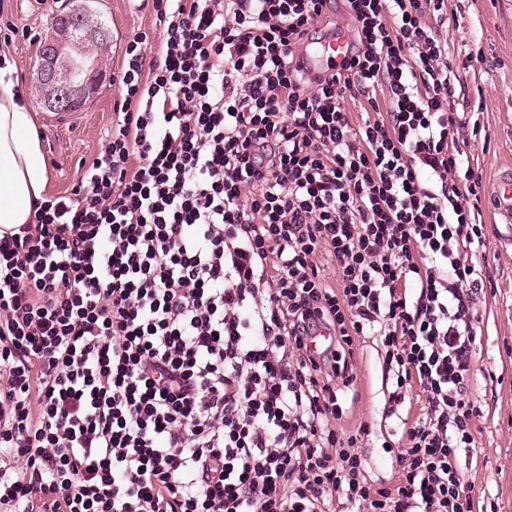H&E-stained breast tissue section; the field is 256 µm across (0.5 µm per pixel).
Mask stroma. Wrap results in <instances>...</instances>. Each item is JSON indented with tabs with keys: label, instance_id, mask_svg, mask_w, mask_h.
Wrapping results in <instances>:
<instances>
[{
	"label": "stroma",
	"instance_id": "35a3bbf8",
	"mask_svg": "<svg viewBox=\"0 0 512 512\" xmlns=\"http://www.w3.org/2000/svg\"><path fill=\"white\" fill-rule=\"evenodd\" d=\"M64 5L65 0H0V30L13 33L11 40L0 39V57L12 60L22 89L39 114L51 194L69 192L96 157L99 139L112 124L117 98L116 85L108 83L80 111L44 110L31 63ZM93 13L110 27L104 66L109 74H117L125 64L128 41L155 29L153 0H96ZM439 30L448 38L450 62L459 78L456 108L473 114L481 127L464 150L488 185L498 171L512 167V0H447ZM482 221L488 284L480 306L483 333L476 340V452L467 475L476 512H512V245L500 242L499 221L490 203L482 205ZM357 359V400L340 426L348 436L360 423L369 425L370 435L361 448L367 475L375 486L389 487L395 483L392 450L401 429L384 413L385 383L375 341L360 343Z\"/></svg>",
	"mask_w": 512,
	"mask_h": 512
}]
</instances>
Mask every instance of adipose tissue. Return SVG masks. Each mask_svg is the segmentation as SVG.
Here are the masks:
<instances>
[{"label": "adipose tissue", "mask_w": 512, "mask_h": 512, "mask_svg": "<svg viewBox=\"0 0 512 512\" xmlns=\"http://www.w3.org/2000/svg\"><path fill=\"white\" fill-rule=\"evenodd\" d=\"M12 64L0 68V228L31 223L48 184L38 114Z\"/></svg>", "instance_id": "obj_1"}]
</instances>
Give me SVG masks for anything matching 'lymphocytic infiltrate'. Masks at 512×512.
<instances>
[{
	"instance_id": "f902f5d3",
	"label": "lymphocytic infiltrate",
	"mask_w": 512,
	"mask_h": 512,
	"mask_svg": "<svg viewBox=\"0 0 512 512\" xmlns=\"http://www.w3.org/2000/svg\"><path fill=\"white\" fill-rule=\"evenodd\" d=\"M333 2L153 0L97 157L0 235V512H473L483 174L447 0H342L352 55L313 79ZM362 337L387 418L421 401L390 487L336 431Z\"/></svg>"
}]
</instances>
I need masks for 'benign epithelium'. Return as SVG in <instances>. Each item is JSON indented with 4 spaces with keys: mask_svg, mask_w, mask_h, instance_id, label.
I'll list each match as a JSON object with an SVG mask.
<instances>
[{
    "mask_svg": "<svg viewBox=\"0 0 512 512\" xmlns=\"http://www.w3.org/2000/svg\"><path fill=\"white\" fill-rule=\"evenodd\" d=\"M110 38L103 24L90 20L85 0H75L58 17L33 63L41 102L48 111L77 112L110 80L99 59L85 51L86 45L100 47Z\"/></svg>",
    "mask_w": 512,
    "mask_h": 512,
    "instance_id": "1",
    "label": "benign epithelium"
}]
</instances>
